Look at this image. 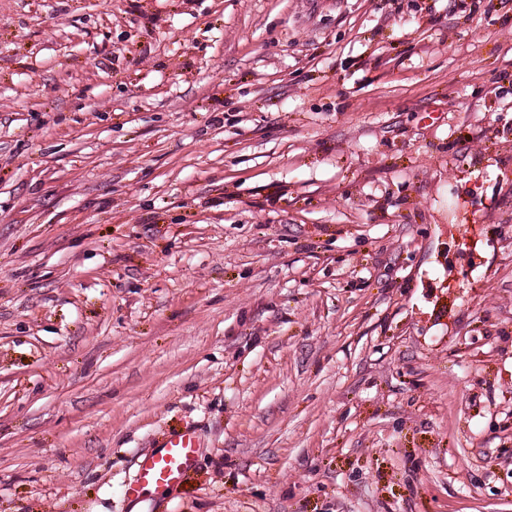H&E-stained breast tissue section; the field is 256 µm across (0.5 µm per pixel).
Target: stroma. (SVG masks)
<instances>
[{
    "mask_svg": "<svg viewBox=\"0 0 512 512\" xmlns=\"http://www.w3.org/2000/svg\"><path fill=\"white\" fill-rule=\"evenodd\" d=\"M512 512V0H0V512ZM199 445L194 432L172 434L159 448L145 455L136 478L125 489L127 499L143 502V492L153 489L157 498L182 483L196 468Z\"/></svg>",
    "mask_w": 512,
    "mask_h": 512,
    "instance_id": "obj_1",
    "label": "stroma"
}]
</instances>
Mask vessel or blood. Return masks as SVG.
<instances>
[{"label": "vessel or blood", "mask_w": 512, "mask_h": 512, "mask_svg": "<svg viewBox=\"0 0 512 512\" xmlns=\"http://www.w3.org/2000/svg\"><path fill=\"white\" fill-rule=\"evenodd\" d=\"M198 440L194 432L186 430L172 434L159 448L145 455L139 463L136 478L125 489L132 501H142L145 490L163 496L182 483L197 465Z\"/></svg>", "instance_id": "b4317fda"}]
</instances>
